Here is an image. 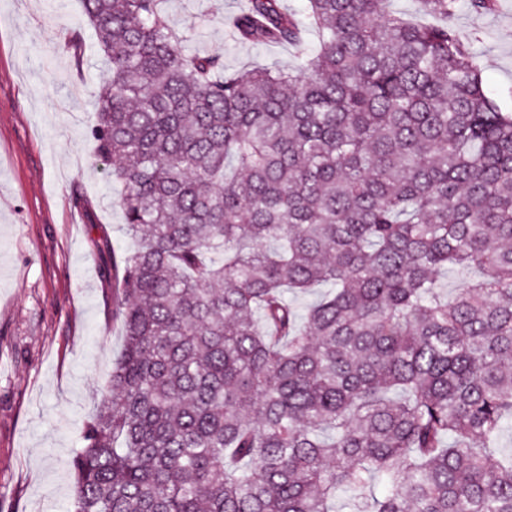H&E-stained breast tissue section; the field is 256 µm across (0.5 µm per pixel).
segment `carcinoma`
<instances>
[{
  "label": "carcinoma",
  "mask_w": 512,
  "mask_h": 512,
  "mask_svg": "<svg viewBox=\"0 0 512 512\" xmlns=\"http://www.w3.org/2000/svg\"><path fill=\"white\" fill-rule=\"evenodd\" d=\"M165 2L82 0L137 247L71 512H512V112L460 0H247L301 63L228 74Z\"/></svg>",
  "instance_id": "cac0c4a2"
}]
</instances>
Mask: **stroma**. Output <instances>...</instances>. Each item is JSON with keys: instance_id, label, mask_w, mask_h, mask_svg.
Here are the masks:
<instances>
[{"instance_id": "35a3bbf8", "label": "stroma", "mask_w": 512, "mask_h": 512, "mask_svg": "<svg viewBox=\"0 0 512 512\" xmlns=\"http://www.w3.org/2000/svg\"><path fill=\"white\" fill-rule=\"evenodd\" d=\"M240 0H167L187 52L225 72L296 65L293 48L233 41L210 14ZM455 25L483 63V84L512 110V0ZM79 34L80 56L63 47ZM107 66L80 0H0V512H68L70 458L123 349L115 184L88 130Z\"/></svg>"}]
</instances>
